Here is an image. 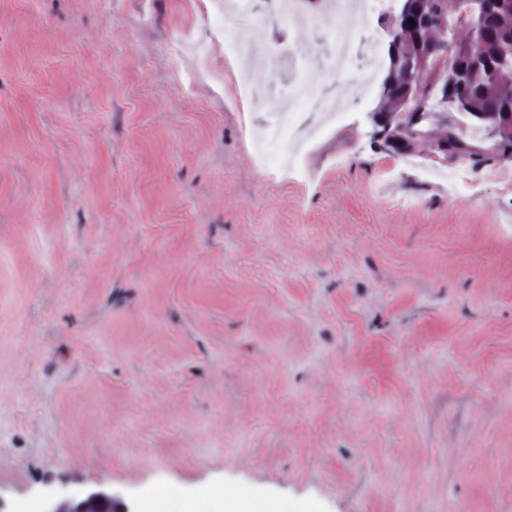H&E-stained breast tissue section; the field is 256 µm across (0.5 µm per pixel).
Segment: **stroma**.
<instances>
[{
	"label": "stroma",
	"mask_w": 512,
	"mask_h": 512,
	"mask_svg": "<svg viewBox=\"0 0 512 512\" xmlns=\"http://www.w3.org/2000/svg\"><path fill=\"white\" fill-rule=\"evenodd\" d=\"M209 8L0 0V503L512 512V159L373 144L355 15L359 102L261 167ZM51 508L45 512H96L100 503L105 499H112L111 494L105 492H77L64 491L63 494L53 497Z\"/></svg>",
	"instance_id": "35a3bbf8"
}]
</instances>
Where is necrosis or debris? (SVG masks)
<instances>
[{
  "label": "necrosis or debris",
  "instance_id": "obj_1",
  "mask_svg": "<svg viewBox=\"0 0 512 512\" xmlns=\"http://www.w3.org/2000/svg\"><path fill=\"white\" fill-rule=\"evenodd\" d=\"M211 13L232 59L239 64V77L252 101L274 98L273 111L259 117L260 163L287 162V145L304 144L308 138L348 107L354 99L337 90V82L349 79L361 52V37L356 27L346 23L328 31L320 41L329 79L319 93H311L298 80L281 88L254 80L256 70L268 59L287 61L286 47H271L268 22L293 16L300 39H308L313 26L308 0H211Z\"/></svg>",
  "mask_w": 512,
  "mask_h": 512
}]
</instances>
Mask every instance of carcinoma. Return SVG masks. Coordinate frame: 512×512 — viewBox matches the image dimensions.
Segmentation results:
<instances>
[{"label": "carcinoma", "instance_id": "1", "mask_svg": "<svg viewBox=\"0 0 512 512\" xmlns=\"http://www.w3.org/2000/svg\"><path fill=\"white\" fill-rule=\"evenodd\" d=\"M483 36L471 35L462 44V55L450 56L448 67L438 76L442 86L438 103L456 106L457 111L489 129L487 121H497L502 129L512 124V76L490 71L487 62L505 51L512 52V0L490 12L482 20ZM450 158L466 157L475 169L484 164L480 155L467 151L448 139Z\"/></svg>", "mask_w": 512, "mask_h": 512}]
</instances>
